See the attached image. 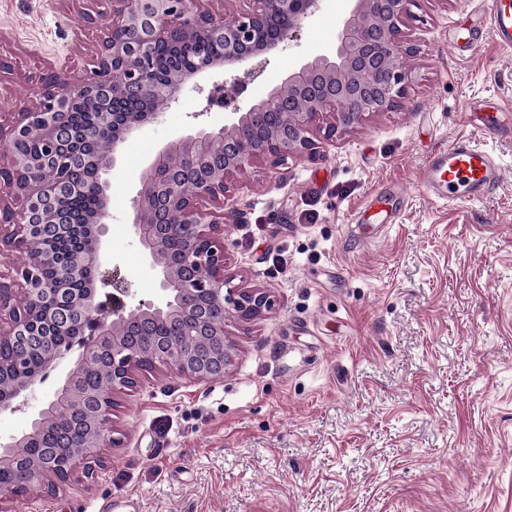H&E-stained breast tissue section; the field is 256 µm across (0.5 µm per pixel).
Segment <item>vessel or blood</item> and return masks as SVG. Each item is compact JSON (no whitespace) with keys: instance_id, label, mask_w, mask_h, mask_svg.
Listing matches in <instances>:
<instances>
[{"instance_id":"1","label":"vessel or blood","mask_w":512,"mask_h":512,"mask_svg":"<svg viewBox=\"0 0 512 512\" xmlns=\"http://www.w3.org/2000/svg\"><path fill=\"white\" fill-rule=\"evenodd\" d=\"M493 36L505 49L512 48V0H500L489 15L473 20L462 33L450 40L456 56H473L486 36ZM469 116L481 133L498 136L504 127L490 114L485 101L478 100ZM502 180L494 160L467 138L456 139L448 148L434 152L419 173L421 186L436 201L462 205L490 192ZM403 205L397 190L373 194L359 218L363 224L393 223Z\"/></svg>"}]
</instances>
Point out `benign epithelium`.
<instances>
[{"label":"benign epithelium","mask_w":512,"mask_h":512,"mask_svg":"<svg viewBox=\"0 0 512 512\" xmlns=\"http://www.w3.org/2000/svg\"><path fill=\"white\" fill-rule=\"evenodd\" d=\"M98 2V16H87L88 23L101 28L88 75L75 83L64 68L44 70L30 99L11 113L6 124L0 123V338L13 340L19 350L36 345L47 349L52 365L74 343H57L74 320L92 335L82 342V363L107 347L115 330L131 336L124 343L112 342V382L104 392L91 394V405L81 411L74 428L72 439L90 452L68 456L59 450L55 460L44 461L36 448L31 466L16 469L23 483L50 492L80 470L90 473L99 454L117 445L104 425L118 397L140 373L159 364L196 381L224 376L235 350L226 322L252 321L273 307L267 289L241 288L226 270L224 207L231 187L249 180L260 163L278 168L290 159H314L318 139L331 140L373 115L399 107L410 80L403 62L407 48L401 25L417 0H354L332 51L291 70L285 87L269 90L244 111L236 96L224 94L220 103L230 110L231 124L218 131L199 129L177 136L147 162L139 176L142 188L133 201L132 223L137 242L161 277V293L140 301L127 314L114 304L110 319L103 316L96 294L79 305L73 300L74 284L87 275L82 264L73 261L55 278L46 277V271L57 266L56 239L70 231L57 213V201L65 193L85 191L70 175L78 155L60 150L70 137L62 115L82 96L98 100L102 113L111 111L116 87L128 100L173 101L186 80L214 68L215 60L200 59L160 89L152 79L156 46L198 34L224 43V65L241 64L278 47L316 10L319 0H218L222 7H232L228 23L223 13L201 8L195 0ZM156 116L150 112L128 120L112 137L100 170L112 167L119 144ZM33 137L43 142V163L56 170L52 178L16 150L18 142ZM195 145L220 149L221 159L205 167L204 157L183 152L176 161L178 177H156L159 161L170 148ZM186 183L191 190L185 192L181 186ZM108 218V209L101 208L93 253L97 263L105 253L102 237ZM172 238L180 240L182 252L169 267L160 262L158 251ZM186 325L198 335L193 346L182 340ZM54 405L53 400L47 403L24 433L0 441L1 464L12 458L14 448L38 439Z\"/></svg>","instance_id":"benign-epithelium-1"}]
</instances>
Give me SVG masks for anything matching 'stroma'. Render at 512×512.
<instances>
[{"label":"stroma","mask_w":512,"mask_h":512,"mask_svg":"<svg viewBox=\"0 0 512 512\" xmlns=\"http://www.w3.org/2000/svg\"><path fill=\"white\" fill-rule=\"evenodd\" d=\"M496 0H417L404 30L411 72L400 106L320 144L316 160L260 166L237 184L224 226L228 269L267 288L274 307L229 322L234 357L223 378L195 382L160 365L112 413L119 446L92 474L56 494L36 488L12 512H95L107 497L129 512H512V137L478 134L468 102L482 98L512 124V50L485 39L458 60L448 34L470 8ZM94 0H0V116L36 76L82 73L99 32ZM351 8L320 0L290 41L260 59L242 104L308 57L330 50ZM242 70L214 67L186 81L121 148L103 176L111 222L98 293L113 267L129 283L127 309L159 281L135 239L139 172L175 135L217 130L227 111L207 104L213 83ZM472 137L504 171L486 198L431 199L418 172L435 151ZM386 184L406 207L374 240L352 219ZM285 250L287 267L272 258ZM80 353L72 347L45 381L0 412V438L21 434L53 398Z\"/></svg>","instance_id":"stroma-1"}]
</instances>
